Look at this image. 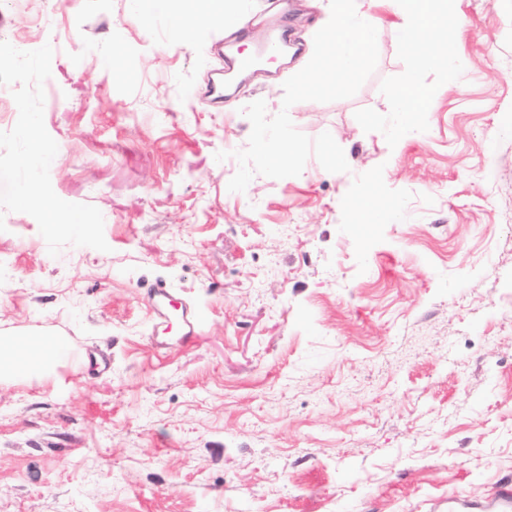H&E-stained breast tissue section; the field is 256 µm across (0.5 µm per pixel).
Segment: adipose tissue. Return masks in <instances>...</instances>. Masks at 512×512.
Instances as JSON below:
<instances>
[{
  "label": "adipose tissue",
  "instance_id": "obj_1",
  "mask_svg": "<svg viewBox=\"0 0 512 512\" xmlns=\"http://www.w3.org/2000/svg\"><path fill=\"white\" fill-rule=\"evenodd\" d=\"M236 0H181L172 20L176 42H186L195 29L216 20L237 18ZM63 349L59 341L45 335H19L0 340V377L25 378L49 372L59 360Z\"/></svg>",
  "mask_w": 512,
  "mask_h": 512
}]
</instances>
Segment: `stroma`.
Listing matches in <instances>:
<instances>
[{
  "instance_id": "1",
  "label": "stroma",
  "mask_w": 512,
  "mask_h": 512,
  "mask_svg": "<svg viewBox=\"0 0 512 512\" xmlns=\"http://www.w3.org/2000/svg\"><path fill=\"white\" fill-rule=\"evenodd\" d=\"M0 0V41L56 34L44 124L56 195L104 217L108 251L51 256L36 220L0 208V334L61 340L48 375L0 380V512H448L512 482V0H459L464 74L429 129L364 132L404 70L381 11L358 92L290 107L348 171L228 189L251 123L280 112L297 59L223 104L224 24L175 43L162 0ZM270 16V15H269ZM330 0H290L246 27L308 54ZM226 152L216 161L218 152ZM379 194L388 222L352 199ZM197 305L199 340L155 348L144 282Z\"/></svg>"
}]
</instances>
